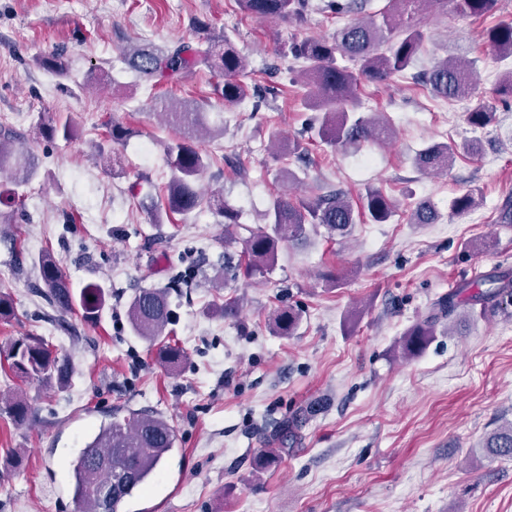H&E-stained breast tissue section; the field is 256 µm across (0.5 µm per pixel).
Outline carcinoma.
<instances>
[{
    "label": "carcinoma",
    "instance_id": "obj_1",
    "mask_svg": "<svg viewBox=\"0 0 512 512\" xmlns=\"http://www.w3.org/2000/svg\"><path fill=\"white\" fill-rule=\"evenodd\" d=\"M241 9L267 20L304 22L312 10L310 0H237ZM441 0H387L379 13H364L365 0H322L321 10L344 23L332 37H300L288 45V55L299 65L296 70L301 89V104L308 112L320 113V140L334 148L359 147L364 143H383L392 139L393 129L383 117L364 113L358 93L361 80L383 82L403 73L415 60L424 41L420 20L427 7ZM499 0H453L457 14L483 17L493 14ZM205 36L204 50L190 42L178 41L170 47H142L122 50L121 60L156 88L179 79L184 73L203 65L219 81L213 94L226 107L240 104L249 96L245 82L247 63L226 34L215 35L208 25L196 27ZM487 43L501 59L512 57V22L501 21L485 32ZM36 64L60 78L68 76L63 52L36 59ZM476 68L469 60L444 58L419 74L435 100L470 103L466 120L474 128L488 126L494 107L478 92ZM175 138L165 143L169 167L165 203L149 207L151 223L159 226L177 216L183 218L207 208L222 217L224 224V279L243 277L251 280L273 270L279 250L288 244L304 242L319 227L344 237L356 224L352 203L338 189H329L313 197L278 191L272 195L265 213V224L252 229L241 223L242 211L223 194L206 195L201 189L203 177L211 166L210 156L195 145L202 130L224 132V127L209 121L210 113L198 104L175 105L159 98ZM104 141L119 144L131 135V129L114 121L103 123ZM47 139L58 136L70 140L76 136L68 121L40 124ZM22 135L0 124V204L15 197V188L30 182L38 173L37 155L20 146ZM270 143L283 155L299 151L295 141L282 140L275 130ZM478 153L474 140L456 143L438 142L422 149L414 165L423 172L449 169L459 155ZM362 210L373 224L387 222L396 211V202L380 189H369L362 197ZM438 213L431 203L418 202L410 215L412 224H432ZM239 245L241 250H232ZM35 292L60 314H78L94 320L105 304V293L97 283L75 289L58 260L44 252L38 260ZM170 289L141 288L127 305L131 331L152 343L160 344L158 357L169 369L179 367L184 350L167 341L173 321ZM512 307V280L489 276L484 284L465 283L439 298L423 321L411 326L401 341L402 354L413 357L422 353L437 335L442 320L467 317L488 308ZM303 311L291 306L274 310L270 329L277 336H291L302 321ZM7 370L15 378L35 380L50 390L62 392L72 381L74 369L66 355L44 337L20 336L12 340L6 354ZM8 414L16 423H24L32 413L26 398L16 393L6 403ZM176 442L174 426L161 414L142 411L128 416L112 413V419L85 442L71 462L73 494L81 512H120L124 501L157 470ZM483 447L491 456H512V421L490 432ZM112 491L106 498L104 491Z\"/></svg>",
    "mask_w": 512,
    "mask_h": 512
}]
</instances>
